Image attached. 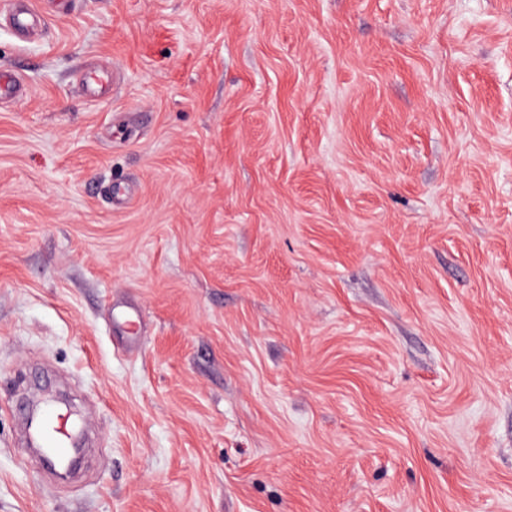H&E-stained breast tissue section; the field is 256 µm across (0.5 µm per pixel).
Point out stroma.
Returning a JSON list of instances; mask_svg holds the SVG:
<instances>
[{
	"label": "stroma",
	"instance_id": "1",
	"mask_svg": "<svg viewBox=\"0 0 512 512\" xmlns=\"http://www.w3.org/2000/svg\"><path fill=\"white\" fill-rule=\"evenodd\" d=\"M37 2L0 512H512V0ZM55 393L67 481L11 411Z\"/></svg>",
	"mask_w": 512,
	"mask_h": 512
}]
</instances>
